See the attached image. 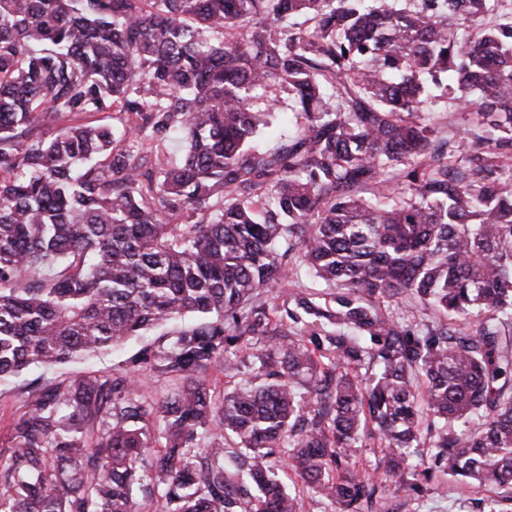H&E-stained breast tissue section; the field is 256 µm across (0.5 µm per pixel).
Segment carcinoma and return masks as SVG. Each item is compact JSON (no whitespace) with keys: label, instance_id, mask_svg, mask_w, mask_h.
<instances>
[{"label":"carcinoma","instance_id":"cac0c4a2","mask_svg":"<svg viewBox=\"0 0 512 512\" xmlns=\"http://www.w3.org/2000/svg\"><path fill=\"white\" fill-rule=\"evenodd\" d=\"M399 2L0 0V380L194 317L28 389L0 512H143L145 480L153 512H305L276 453L340 512L434 468L512 485V16ZM368 441L381 475L349 467ZM436 94L441 96L437 98V102L432 107L431 116L436 124L439 135L451 137L461 133L466 125L464 110L448 104V97L444 91L439 90ZM241 377V374H238L235 370L227 368L224 363L215 369L210 370L207 374L210 385L217 395H224L225 391L231 390ZM176 382L169 378L144 375L140 378L138 391L144 400H152L166 394Z\"/></svg>","mask_w":512,"mask_h":512}]
</instances>
